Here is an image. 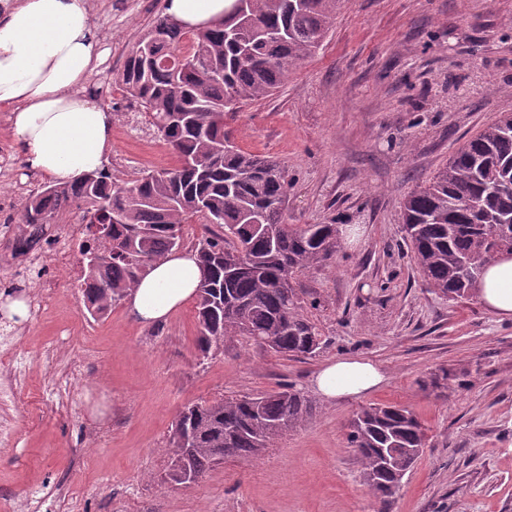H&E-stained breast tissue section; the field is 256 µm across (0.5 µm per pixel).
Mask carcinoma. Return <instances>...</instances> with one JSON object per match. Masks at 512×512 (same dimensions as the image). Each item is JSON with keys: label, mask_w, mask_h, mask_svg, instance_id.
I'll use <instances>...</instances> for the list:
<instances>
[{"label": "carcinoma", "mask_w": 512, "mask_h": 512, "mask_svg": "<svg viewBox=\"0 0 512 512\" xmlns=\"http://www.w3.org/2000/svg\"><path fill=\"white\" fill-rule=\"evenodd\" d=\"M345 0H226L224 20L189 31L158 15L119 78L178 164L118 183L48 181L26 197L17 221L60 224L82 212L79 247L85 307L101 318L122 302L154 263L183 242L186 224L203 225L194 243L202 270L196 294V346L224 352L244 336L283 357L320 348L293 280L342 245L336 224H290L288 175L275 159L242 150L224 119L271 97L288 72L313 56ZM402 221L412 261L429 287L465 298L497 251L512 249V113L466 140L425 187L405 199ZM311 399L284 386L186 406L172 424L171 473L199 480L226 457L257 458L306 422ZM349 447L363 480L384 501L402 489L420 458L425 429L407 408L370 404L350 422Z\"/></svg>", "instance_id": "carcinoma-1"}]
</instances>
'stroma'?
I'll return each mask as SVG.
<instances>
[{
    "mask_svg": "<svg viewBox=\"0 0 512 512\" xmlns=\"http://www.w3.org/2000/svg\"><path fill=\"white\" fill-rule=\"evenodd\" d=\"M165 0H90L103 61L87 85L112 113L113 177L175 164L142 110L116 84ZM512 112V0H344L322 48L278 92L227 121L243 150L288 173L292 224H356L323 265L299 275L322 347L283 358L242 337L202 359L194 303L138 324L125 305L100 320L80 291L9 336L25 366L0 415V505L35 489L47 512H512V319L470 296L428 288L403 248L402 206L467 139ZM0 152L14 179L0 200L21 209L44 179L31 173L0 112ZM360 357L384 382L327 402L311 380L327 362ZM447 381L432 385L435 374ZM286 384L316 411L257 458H229L193 485L166 478L171 426L188 404ZM400 404L428 443L400 494L381 503L347 444L362 406Z\"/></svg>",
    "mask_w": 512,
    "mask_h": 512,
    "instance_id": "obj_1",
    "label": "stroma"
}]
</instances>
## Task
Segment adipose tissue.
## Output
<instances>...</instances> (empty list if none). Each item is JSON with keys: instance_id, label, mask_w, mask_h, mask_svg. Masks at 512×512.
<instances>
[{"instance_id": "ef3b65f1", "label": "adipose tissue", "mask_w": 512, "mask_h": 512, "mask_svg": "<svg viewBox=\"0 0 512 512\" xmlns=\"http://www.w3.org/2000/svg\"><path fill=\"white\" fill-rule=\"evenodd\" d=\"M166 13L186 29L211 26L224 0H165ZM103 52L88 0H0V106L32 171L60 182L101 168L112 149V114L85 92ZM202 272L194 252L169 255L149 268L126 296L141 324L164 321L191 300ZM479 301L512 318V257L491 261L476 287ZM385 375L373 362L346 357L313 377L315 392L334 401L361 396Z\"/></svg>"}]
</instances>
